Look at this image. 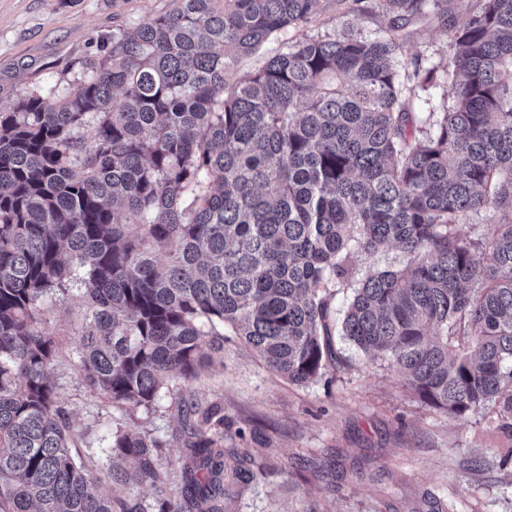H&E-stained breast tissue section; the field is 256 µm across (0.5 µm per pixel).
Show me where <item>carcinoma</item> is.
Segmentation results:
<instances>
[{
  "label": "carcinoma",
  "mask_w": 512,
  "mask_h": 512,
  "mask_svg": "<svg viewBox=\"0 0 512 512\" xmlns=\"http://www.w3.org/2000/svg\"><path fill=\"white\" fill-rule=\"evenodd\" d=\"M318 2L174 0L112 33L66 91L0 109V512H224V480L253 478L224 450L221 408L181 396L183 500L151 511L94 476L127 484L121 458L161 493L170 473L137 425L96 458L77 451L42 321L73 289L72 352L105 408L151 413L228 330L291 382L335 365L339 334L450 416L502 396L512 410V0L460 20L448 0H381L384 35L306 38L237 74ZM428 19L453 50L441 75L399 66L405 28ZM387 244L403 264L335 317L352 258Z\"/></svg>",
  "instance_id": "cac0c4a2"
}]
</instances>
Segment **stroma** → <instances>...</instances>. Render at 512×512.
I'll use <instances>...</instances> for the list:
<instances>
[{
	"label": "stroma",
	"instance_id": "obj_1",
	"mask_svg": "<svg viewBox=\"0 0 512 512\" xmlns=\"http://www.w3.org/2000/svg\"><path fill=\"white\" fill-rule=\"evenodd\" d=\"M173 0H0V107L35 91L76 83L112 31L163 14ZM391 16L376 0H320L313 21L272 36L239 65L246 72L307 37L355 31L375 37ZM446 69L452 50L435 23L413 26L400 56ZM80 294L46 304L62 341L51 373L82 432L80 454L98 455L107 434L128 424L98 400L71 349ZM341 364L307 383L279 376L231 335L222 365L184 394L224 411V448L249 453L254 477L242 495L226 487L227 512H512V413L493 401L453 418L424 403L389 361L335 337ZM161 393L140 424L166 441L162 459L183 457L186 436Z\"/></svg>",
	"mask_w": 512,
	"mask_h": 512
}]
</instances>
